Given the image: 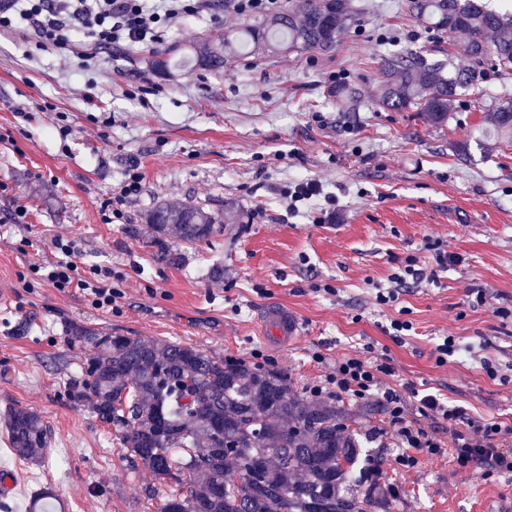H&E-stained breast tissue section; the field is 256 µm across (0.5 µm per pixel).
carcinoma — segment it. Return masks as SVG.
<instances>
[{
	"instance_id": "obj_1",
	"label": "carcinoma",
	"mask_w": 512,
	"mask_h": 512,
	"mask_svg": "<svg viewBox=\"0 0 512 512\" xmlns=\"http://www.w3.org/2000/svg\"><path fill=\"white\" fill-rule=\"evenodd\" d=\"M409 11L448 33L449 45L475 62L492 54L512 69V14L477 0H409ZM353 21L350 0H294L288 12L258 19L222 44L199 46L194 64L219 69L224 53L251 47L327 52ZM379 65V106L415 109L434 127L448 123L459 90L484 80L477 66L445 77L412 51ZM329 96L346 112L360 101L344 82ZM491 137L512 144L511 98L491 105L475 141ZM236 220L230 210L159 202L129 232L155 248L158 261L181 266L185 255L168 240L210 242ZM69 339L84 353L72 398L112 431L133 462L170 487L160 512H393L398 494L379 461L363 465L360 434L345 424L347 413L293 391L287 376L93 325L73 326ZM3 421L19 457L35 459L47 447L50 427L39 412L13 407Z\"/></svg>"
}]
</instances>
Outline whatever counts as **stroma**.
Returning a JSON list of instances; mask_svg holds the SVG:
<instances>
[{
	"mask_svg": "<svg viewBox=\"0 0 512 512\" xmlns=\"http://www.w3.org/2000/svg\"><path fill=\"white\" fill-rule=\"evenodd\" d=\"M352 2L355 23L325 54L231 53L218 70L187 63L194 44L221 42L245 25L215 13L174 25L152 48L102 51L93 107L76 62L29 53L23 32L0 33V273L15 285L10 306H0V413L30 407L51 428L41 458L28 461L0 423V476L13 481L0 490L7 512H25L44 490L60 512H159L162 504L143 493L152 474L67 395L83 358L69 341L75 323L217 357L248 361L258 350L302 393L323 382L337 358L368 347L389 360L390 383L411 410L432 394L465 408L470 420L512 427V377L490 379L479 363H512V145L471 144L490 104L512 96V71L487 69L443 127L384 110L382 55L413 50L451 68L471 62L449 52L447 34L413 19L407 0ZM160 59L168 68L155 69ZM339 79L358 88L359 111L327 102ZM135 84L150 95L129 97ZM43 101L53 111H37ZM134 160L142 190L105 221L101 202ZM307 178L336 196L335 219L317 224L310 213L289 211L285 190ZM161 201L230 207L241 221L187 248L185 264L173 268L126 232ZM19 207L23 222L7 223ZM59 237L80 244L79 276L111 269L122 293L116 307H95L83 291L44 280L40 268L54 260ZM429 238L459 261L436 282L402 292L414 332L397 343L382 331L394 311L376 303L371 285L387 283L410 256L431 266ZM215 266L222 277L211 276ZM478 288L486 292L481 304ZM275 304L303 322L283 346L263 343L253 329ZM443 336L478 349L437 364ZM336 404L349 410V427L373 432L371 448L400 493L394 512H512V473L489 482L450 455L424 452L416 467H402L378 398Z\"/></svg>",
	"mask_w": 512,
	"mask_h": 512,
	"instance_id": "1",
	"label": "stroma"
}]
</instances>
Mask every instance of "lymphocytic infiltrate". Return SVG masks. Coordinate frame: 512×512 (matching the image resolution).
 Segmentation results:
<instances>
[{
	"instance_id": "obj_1",
	"label": "lymphocytic infiltrate",
	"mask_w": 512,
	"mask_h": 512,
	"mask_svg": "<svg viewBox=\"0 0 512 512\" xmlns=\"http://www.w3.org/2000/svg\"><path fill=\"white\" fill-rule=\"evenodd\" d=\"M212 7V0H7L6 5L0 6V31L24 25L31 31L36 49L50 48L62 58H78L82 70L89 72L99 62L98 50L152 47L159 43L169 24L187 20ZM287 196L291 211L307 208L320 223L336 210L335 195L324 192L322 184L314 179L289 187ZM54 247L59 258L47 266L49 283L57 288L86 291L99 308L115 304L120 293L111 286V270L97 269L89 280L77 278L75 271L80 254L77 242L60 237ZM425 248L432 254L434 269H426L416 259H408L393 274L390 285L374 284L378 305L396 307L403 288L424 280H436L438 272L447 270L456 261L455 255L441 243L429 242ZM393 374L387 362L350 354L337 359L324 384L311 387L309 393L317 398L333 394L355 401L379 396L400 449L395 457L400 465L417 464L416 454L420 451L429 454L447 451L439 437L411 422L405 397L387 382ZM420 404L425 416L447 423L453 442L449 451L459 469L481 470L488 479L512 473L511 427L494 420L466 422L462 408L448 405L433 395L422 397ZM462 422L467 423V430H459Z\"/></svg>"
}]
</instances>
